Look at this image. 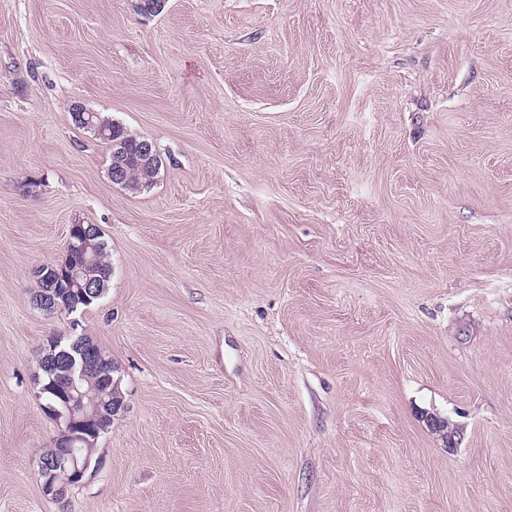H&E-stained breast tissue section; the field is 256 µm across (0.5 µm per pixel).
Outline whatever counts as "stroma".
Instances as JSON below:
<instances>
[{"label": "stroma", "instance_id": "35a3bbf8", "mask_svg": "<svg viewBox=\"0 0 512 512\" xmlns=\"http://www.w3.org/2000/svg\"><path fill=\"white\" fill-rule=\"evenodd\" d=\"M74 224L124 406L56 502L31 296ZM0 512H512V0H0ZM74 112H76V117L80 122H82L87 127L95 128L97 131L100 130V127L94 122L93 119L98 115L95 112L87 110L80 105H75L71 112L72 120L75 126L84 130L86 133H89L93 139L101 141L109 147V163L107 171H110V165L112 162L113 142L116 139L121 140L122 148L129 158L125 185L121 187L129 191L136 192L140 191L141 189L148 188L153 184L155 179L158 177L163 164L159 166L153 163L139 160L141 141L147 139L132 134L122 124L116 123L113 125V120L109 117L103 116L100 112L97 113L100 115V121L102 124L108 128V134L105 136L96 135L92 129L87 128L77 120Z\"/></svg>", "mask_w": 512, "mask_h": 512}]
</instances>
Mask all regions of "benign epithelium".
Wrapping results in <instances>:
<instances>
[{
	"label": "benign epithelium",
	"instance_id": "benign-epithelium-1",
	"mask_svg": "<svg viewBox=\"0 0 512 512\" xmlns=\"http://www.w3.org/2000/svg\"><path fill=\"white\" fill-rule=\"evenodd\" d=\"M98 235V226L94 224L80 232L71 229L65 246V254H79L84 259L85 267L71 271L70 288L72 293L84 298L98 296L102 291L90 270V265L96 262L92 239ZM33 304L43 311L70 318L72 330L71 350L62 349L54 356V365L61 371L55 372V377L37 391L42 411L57 424L60 432L54 454L49 458L39 455L41 489L45 497L60 501L84 482L90 469L101 466L102 460L94 457L93 448L108 431L112 413L119 406L112 402V394L96 386L98 368L90 364L88 342L84 335L77 333L79 322L73 318L78 311L77 304L61 303L55 295L46 292L33 296Z\"/></svg>",
	"mask_w": 512,
	"mask_h": 512
}]
</instances>
